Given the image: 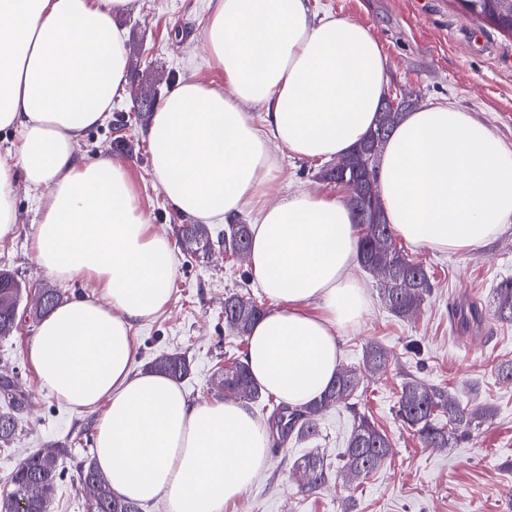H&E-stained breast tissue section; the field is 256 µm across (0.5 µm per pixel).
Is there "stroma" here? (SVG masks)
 <instances>
[{
	"instance_id": "stroma-1",
	"label": "stroma",
	"mask_w": 512,
	"mask_h": 512,
	"mask_svg": "<svg viewBox=\"0 0 512 512\" xmlns=\"http://www.w3.org/2000/svg\"><path fill=\"white\" fill-rule=\"evenodd\" d=\"M310 7L315 14L331 12L371 30L387 58L391 95L472 113L512 147V34L466 13L457 0H310ZM212 9L213 0H131L117 19L127 34L130 87L113 99L111 112L77 146L78 156L108 155L128 163L151 223L175 244L176 274L167 308L130 330L133 369H146L162 353L186 354L193 371L181 386L193 402L214 399V370L243 358L247 348L246 340L224 325L225 297L244 287L264 307L272 302L257 282H244L245 259L222 251L192 258L177 247V229L190 218L175 210L154 182L147 123L133 114L131 88L152 86L164 96L180 80L220 82L201 42ZM277 163L271 196L336 190L319 179L321 161L281 151ZM16 209L15 227L0 239V268L13 270L29 293L16 331L0 338V373L17 376L29 405L14 442L0 450V494L24 457L56 448L65 475L49 512H87L76 471L94 456L91 439L99 413L72 410L42 387L27 354L38 323L25 309L35 304L40 288L57 289L67 302L94 299L98 292L84 278L59 280L39 270L34 249L38 193L18 188ZM404 251L426 267L434 283L420 312L409 319L392 314L376 280L357 267L353 274L365 288L367 309L340 336L342 365H359L365 347L374 343L393 355L388 372L358 390L354 410L325 412L314 444L272 449L268 465L224 512H512V382L495 372L497 364L512 361V323L489 318L463 332L452 316L454 306L489 301L497 284L512 278V229L466 253L410 245ZM410 343L419 344V353L407 351ZM413 376L443 387L461 404L490 403L496 414L463 442L423 447L396 416L401 385ZM359 415L389 437L392 452L384 465L363 481L340 479L317 492H302L294 460L315 447L335 461Z\"/></svg>"
}]
</instances>
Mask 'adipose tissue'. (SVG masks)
Here are the masks:
<instances>
[{
    "label": "adipose tissue",
    "instance_id": "adipose-tissue-1",
    "mask_svg": "<svg viewBox=\"0 0 512 512\" xmlns=\"http://www.w3.org/2000/svg\"><path fill=\"white\" fill-rule=\"evenodd\" d=\"M130 0H0V237L16 222L15 188L40 192V271L91 280L100 300L59 305L28 351L43 387L71 408L104 405L96 463L126 499L168 512H224L270 458L242 403H190L167 376L131 370L130 329L161 312L175 277L128 164L76 154L127 83L115 22ZM223 84L182 81L156 107L151 169L179 213L232 218L277 178L275 150L346 155L373 127L387 61L371 31L309 0H215L202 35ZM262 106L256 128L242 103ZM384 216L411 245L469 252L512 223V148L471 113L435 104L405 113L379 159ZM361 229L343 196L297 191L263 206L250 271L272 305L248 338L253 379L293 407L335 376L337 331L366 309L350 271Z\"/></svg>",
    "mask_w": 512,
    "mask_h": 512
}]
</instances>
